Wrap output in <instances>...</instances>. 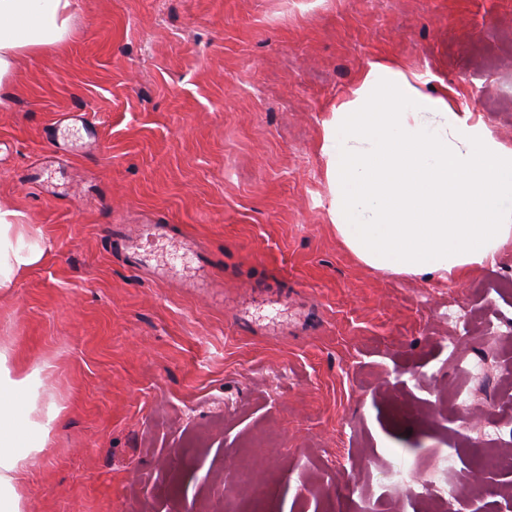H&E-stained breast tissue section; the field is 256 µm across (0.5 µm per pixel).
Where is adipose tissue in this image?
Segmentation results:
<instances>
[{
	"mask_svg": "<svg viewBox=\"0 0 512 512\" xmlns=\"http://www.w3.org/2000/svg\"><path fill=\"white\" fill-rule=\"evenodd\" d=\"M76 0H0V104L20 54L60 47ZM426 79L371 65L352 100L323 123L330 219L366 265L448 279L512 244V149ZM21 211L0 205V293L43 256ZM39 370L0 348V512H28L20 477L52 440L56 404L38 407Z\"/></svg>",
	"mask_w": 512,
	"mask_h": 512,
	"instance_id": "adipose-tissue-1",
	"label": "adipose tissue"
}]
</instances>
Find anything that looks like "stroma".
I'll use <instances>...</instances> for the list:
<instances>
[{
  "label": "stroma",
  "instance_id": "stroma-1",
  "mask_svg": "<svg viewBox=\"0 0 512 512\" xmlns=\"http://www.w3.org/2000/svg\"><path fill=\"white\" fill-rule=\"evenodd\" d=\"M387 61L512 149V0H78L63 47L17 58L0 203L44 254L0 293V347L63 408L29 512H224L255 483L263 512H420L432 478L458 512H512V469L479 464L512 449V244L433 282L366 265L329 217L323 122ZM118 221L169 225V280ZM184 236L212 287H184ZM113 233L119 235L125 244V256L135 266H144L145 243L168 234L166 224H145L135 233L128 232L126 224H115ZM145 240H147L145 242Z\"/></svg>",
  "mask_w": 512,
  "mask_h": 512
}]
</instances>
